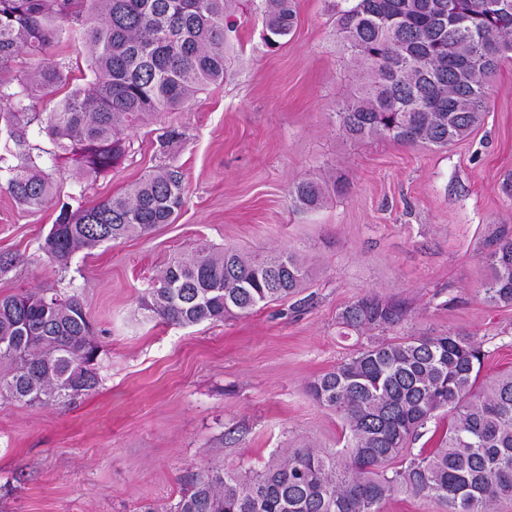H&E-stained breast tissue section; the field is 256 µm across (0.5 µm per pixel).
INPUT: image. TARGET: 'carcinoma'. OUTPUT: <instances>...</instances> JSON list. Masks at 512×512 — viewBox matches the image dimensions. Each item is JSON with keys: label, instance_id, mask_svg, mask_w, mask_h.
<instances>
[{"label": "carcinoma", "instance_id": "obj_1", "mask_svg": "<svg viewBox=\"0 0 512 512\" xmlns=\"http://www.w3.org/2000/svg\"><path fill=\"white\" fill-rule=\"evenodd\" d=\"M229 0H0V111L13 146L5 147L12 198L33 208L51 182L27 145L25 99L56 92L62 64L46 53L53 22L84 16L80 44L93 78L51 110L43 131L76 156L83 176L112 168L123 132L161 112L183 108L224 79V52L235 22ZM265 44L278 48L297 23L296 0H264ZM336 37L361 80L336 111L351 139L376 137L444 148L481 123L489 87L512 59V0H337ZM27 54L36 62L12 74ZM343 191L311 180L288 190L299 210ZM184 174L163 167L121 196L72 209L64 202L43 240L47 259L68 266L73 254L175 221ZM484 300L512 306V227L502 225L483 257ZM309 267L297 252L265 258L202 247L168 263L141 309L164 323L192 326L248 315L304 287ZM401 304L377 294L341 312L359 331L404 321ZM99 346L74 295L21 291L0 295V399L69 402L98 384ZM485 358L472 333L399 336L354 350L307 383L309 397L335 412L346 444L290 448L261 470L208 467L188 480L170 512H382L399 494L436 501L446 512H492L512 502V369L480 381ZM440 431L418 444L428 424Z\"/></svg>", "mask_w": 512, "mask_h": 512}]
</instances>
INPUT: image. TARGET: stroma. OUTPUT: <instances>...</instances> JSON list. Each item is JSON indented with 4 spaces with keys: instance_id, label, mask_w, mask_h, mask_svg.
<instances>
[{
    "instance_id": "obj_1",
    "label": "stroma",
    "mask_w": 512,
    "mask_h": 512,
    "mask_svg": "<svg viewBox=\"0 0 512 512\" xmlns=\"http://www.w3.org/2000/svg\"><path fill=\"white\" fill-rule=\"evenodd\" d=\"M262 5L233 0L239 28L223 81L128 129L106 173L78 179L74 156L41 131L46 98L31 101L29 145L54 193L26 207L0 179V255L14 260L0 272V294L77 295L97 329L100 382L71 404H0V512H141L176 502L214 463L259 469L294 447H340L339 417L306 385L371 341L464 330L483 343V377L512 368V307L479 293L484 243L512 225V59L464 140L441 149L356 142L335 120L354 80L335 0H298L297 27L277 49L263 41ZM75 28L62 21L48 49L67 77L59 99L90 75ZM173 128L181 139L161 146ZM163 165L184 174L173 223L77 252L65 268L40 251L60 201L97 204ZM305 179L345 189L297 211L288 189ZM203 244L262 257L297 249L307 284L246 316L187 327L144 319L138 300L152 280ZM373 292L402 302V325L343 328V308Z\"/></svg>"
}]
</instances>
